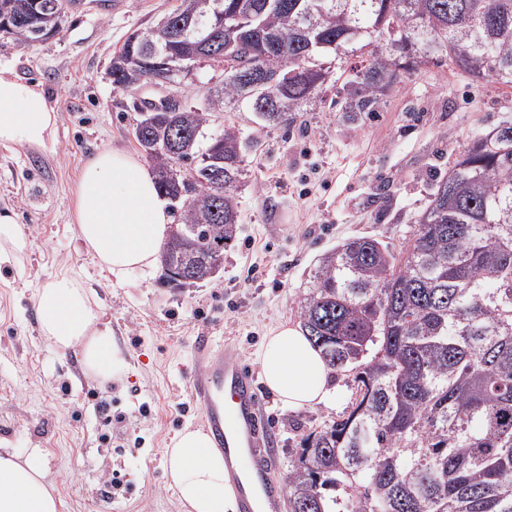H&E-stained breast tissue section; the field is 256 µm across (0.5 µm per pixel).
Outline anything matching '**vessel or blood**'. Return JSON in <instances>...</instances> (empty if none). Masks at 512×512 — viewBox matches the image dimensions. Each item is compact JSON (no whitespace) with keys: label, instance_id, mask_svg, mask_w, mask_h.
Returning <instances> with one entry per match:
<instances>
[{"label":"vessel or blood","instance_id":"1","mask_svg":"<svg viewBox=\"0 0 512 512\" xmlns=\"http://www.w3.org/2000/svg\"><path fill=\"white\" fill-rule=\"evenodd\" d=\"M197 350L201 362L192 386L224 455L237 512H280L283 490L272 477L271 430L259 415L255 377L232 354L213 353L206 340Z\"/></svg>","mask_w":512,"mask_h":512}]
</instances>
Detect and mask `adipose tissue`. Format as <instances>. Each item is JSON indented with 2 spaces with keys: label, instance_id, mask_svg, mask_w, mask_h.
<instances>
[{
  "label": "adipose tissue",
  "instance_id": "obj_1",
  "mask_svg": "<svg viewBox=\"0 0 512 512\" xmlns=\"http://www.w3.org/2000/svg\"><path fill=\"white\" fill-rule=\"evenodd\" d=\"M59 108L42 85L0 67V145L54 149ZM74 219L86 248L115 279L154 269L169 236V207L153 173L132 154L105 149L83 164L74 191ZM40 329L57 349L79 350L88 373L109 381L128 362L112 329L78 280L56 274L35 294ZM270 391L295 410L331 403L337 388L318 349L300 327L282 324L259 355ZM170 485L187 512H234L224 457L202 426L178 432L165 450ZM39 454L0 448V512H59Z\"/></svg>",
  "mask_w": 512,
  "mask_h": 512
}]
</instances>
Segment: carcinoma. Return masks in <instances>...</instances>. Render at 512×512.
<instances>
[{
  "instance_id": "carcinoma-1",
  "label": "carcinoma",
  "mask_w": 512,
  "mask_h": 512,
  "mask_svg": "<svg viewBox=\"0 0 512 512\" xmlns=\"http://www.w3.org/2000/svg\"><path fill=\"white\" fill-rule=\"evenodd\" d=\"M180 0L168 23L144 30L163 56L211 60L279 77L268 94L288 122L344 80L341 111H376L401 71L453 62L474 79L512 88V0ZM32 0H0V16L45 39ZM200 20L180 39L172 31ZM360 54L350 70L343 63ZM112 83L131 88L152 61L126 40ZM232 74L203 109L156 112L133 129L150 144L157 188L175 221L160 256L164 281L234 241L253 142L229 125L207 139L212 118L246 111ZM198 230L203 258L184 241ZM301 328L358 395L345 417L302 440L285 478L288 512H512V124L475 137L399 253L353 238L324 254L300 301Z\"/></svg>"
}]
</instances>
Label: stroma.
I'll use <instances>...</instances> for the list:
<instances>
[{"label":"stroma","mask_w":512,"mask_h":512,"mask_svg":"<svg viewBox=\"0 0 512 512\" xmlns=\"http://www.w3.org/2000/svg\"><path fill=\"white\" fill-rule=\"evenodd\" d=\"M65 0L58 31L23 44L0 36V67L43 85L60 109L54 150L0 146V212L15 213L30 247L0 267V446L39 450L61 512H184L165 474L175 433L203 423L192 394L194 350L209 337L252 372L265 336L298 324L309 272L327 251L369 237L399 251L456 153L477 134L512 123V88L476 80L452 63L403 75L376 112L350 120L328 89L289 125L259 127L252 113L226 112L210 130L238 128L253 140L241 222L213 279L167 285L161 270L115 280L77 237L73 190L84 162L107 148L140 154L133 128L157 89L113 85L110 64L133 32L147 29L179 0ZM217 63H196L178 87L203 107L222 85ZM69 270L99 305L128 361L101 383L79 352L43 337L36 288ZM330 405L293 410L272 392L260 409L276 440L272 475L284 482L302 435L343 417L355 397L337 379Z\"/></svg>","instance_id":"obj_1"}]
</instances>
